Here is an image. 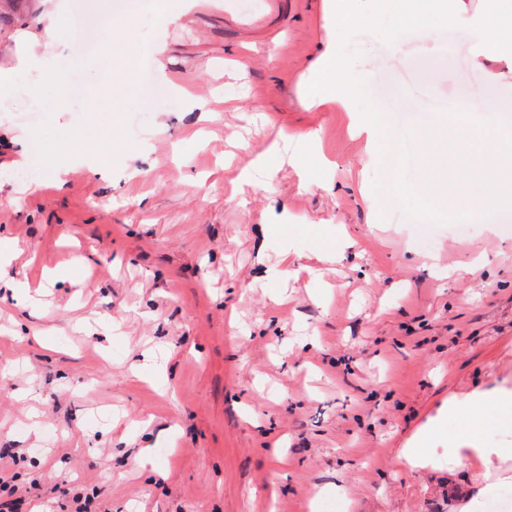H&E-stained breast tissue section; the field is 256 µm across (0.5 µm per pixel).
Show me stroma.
<instances>
[{
  "label": "stroma",
  "mask_w": 512,
  "mask_h": 512,
  "mask_svg": "<svg viewBox=\"0 0 512 512\" xmlns=\"http://www.w3.org/2000/svg\"><path fill=\"white\" fill-rule=\"evenodd\" d=\"M323 8L68 0L47 55L64 89L31 97L24 73L0 100V138L38 128L21 169L43 184L0 195V237L19 247L0 270V448L16 451L0 484L27 512H460L462 493L512 489L442 458L470 436L449 397L512 388V210L425 237L368 207L380 149L359 110L297 101L329 40ZM478 38L440 26L427 50L411 32L398 55L360 33L353 71L399 129L445 125L458 98L480 121L512 117V67L489 79ZM284 130L290 157L334 164L331 188L275 159L233 197ZM287 253L298 276L267 277ZM417 433L433 455L419 473L393 463Z\"/></svg>",
  "instance_id": "stroma-1"
}]
</instances>
